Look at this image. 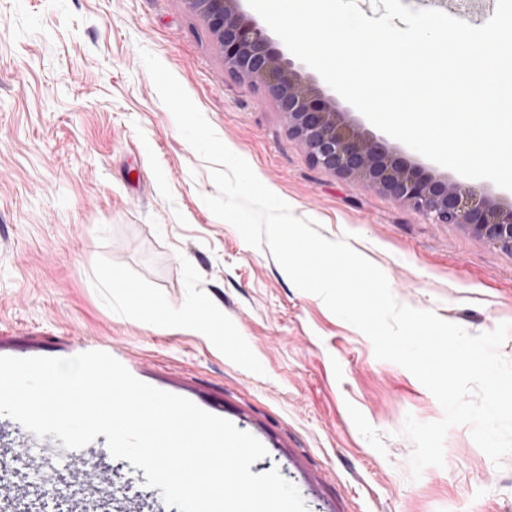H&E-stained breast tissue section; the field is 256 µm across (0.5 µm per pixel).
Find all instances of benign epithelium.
Here are the masks:
<instances>
[{
    "mask_svg": "<svg viewBox=\"0 0 512 512\" xmlns=\"http://www.w3.org/2000/svg\"><path fill=\"white\" fill-rule=\"evenodd\" d=\"M224 55V69L263 88L304 146L309 160L341 177L377 187L436 224H458L512 253V205L460 180L438 178L394 155L377 137L338 119L335 100L272 47L265 29L239 0H186Z\"/></svg>",
    "mask_w": 512,
    "mask_h": 512,
    "instance_id": "1",
    "label": "benign epithelium"
}]
</instances>
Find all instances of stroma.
Segmentation results:
<instances>
[{
	"label": "stroma",
	"instance_id": "stroma-1",
	"mask_svg": "<svg viewBox=\"0 0 512 512\" xmlns=\"http://www.w3.org/2000/svg\"><path fill=\"white\" fill-rule=\"evenodd\" d=\"M402 2L475 26L496 8ZM144 50L296 216L379 267L398 302L472 334L512 322L511 253L315 166L275 102L225 73L185 0H0V352L109 353L255 436L267 454L252 473L278 469L309 512H512V455L495 465L467 426L448 431L443 466L412 478L398 431L409 415L441 420L442 406L213 215L210 168L161 102ZM105 273L171 310L205 306L212 325L153 323L100 289ZM25 455L48 512H70L71 451ZM91 465L112 512L161 498L107 445Z\"/></svg>",
	"mask_w": 512,
	"mask_h": 512
}]
</instances>
